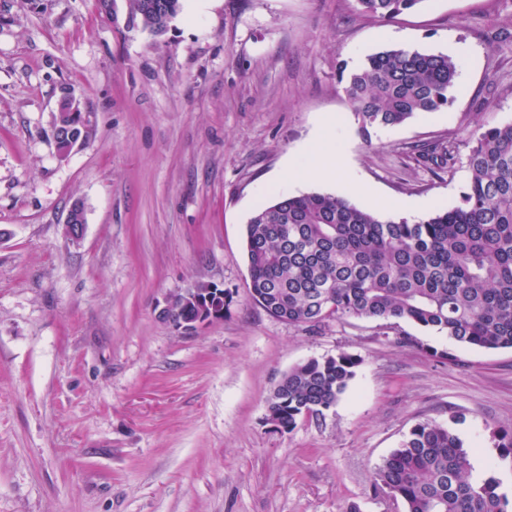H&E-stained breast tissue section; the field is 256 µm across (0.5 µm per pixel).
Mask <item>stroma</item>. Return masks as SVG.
<instances>
[{
  "label": "stroma",
  "mask_w": 512,
  "mask_h": 512,
  "mask_svg": "<svg viewBox=\"0 0 512 512\" xmlns=\"http://www.w3.org/2000/svg\"><path fill=\"white\" fill-rule=\"evenodd\" d=\"M129 11L0 0V512H403L374 472L423 421L452 427L473 477L512 499L493 436L512 429V350L409 322L289 325L250 298L245 252L248 219L280 194L391 217L401 200L456 206L476 119L512 121V0H424L391 21L356 0H182L161 34ZM394 46L454 55V102L366 137L336 63ZM67 93L91 136L62 157L50 125ZM328 124L354 185L301 169ZM437 145L453 172L422 161ZM197 283L233 301L175 331L164 300ZM340 352L360 364L336 405L272 428L281 375Z\"/></svg>",
  "instance_id": "1"
}]
</instances>
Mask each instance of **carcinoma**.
Listing matches in <instances>:
<instances>
[{
    "instance_id": "obj_1",
    "label": "carcinoma",
    "mask_w": 512,
    "mask_h": 512,
    "mask_svg": "<svg viewBox=\"0 0 512 512\" xmlns=\"http://www.w3.org/2000/svg\"><path fill=\"white\" fill-rule=\"evenodd\" d=\"M425 0H357L361 13L390 21ZM129 24L162 33L181 0H130ZM359 129L402 125L453 104L455 60L401 46L370 54L353 70L337 65ZM55 114L57 150L69 132L90 137L89 123ZM453 166V147L422 155ZM469 179L460 202L425 218L398 221L356 207L347 196L283 195L246 225L250 297L272 317L295 326L327 320L410 322L484 350L512 349V122L477 123L467 155ZM194 306L169 314L179 327L196 320ZM348 353L310 358L282 374L266 413L290 431L301 418H320L356 376ZM464 442L448 426L416 424L382 459L375 487L404 512H508L509 500L490 477L476 485Z\"/></svg>"
}]
</instances>
